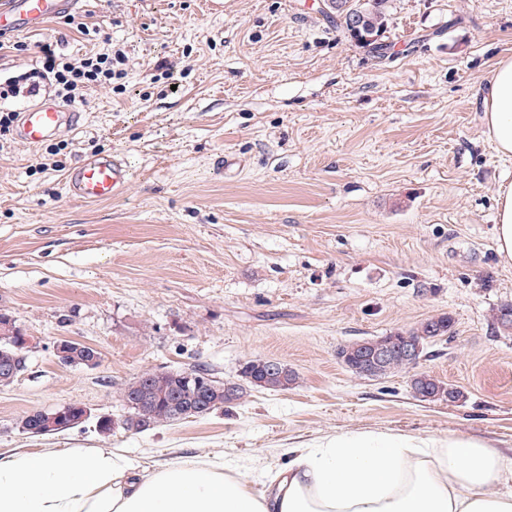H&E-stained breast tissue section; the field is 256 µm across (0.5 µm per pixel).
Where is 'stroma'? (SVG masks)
I'll return each instance as SVG.
<instances>
[{"label": "stroma", "mask_w": 512, "mask_h": 512, "mask_svg": "<svg viewBox=\"0 0 512 512\" xmlns=\"http://www.w3.org/2000/svg\"><path fill=\"white\" fill-rule=\"evenodd\" d=\"M317 3L82 0L94 38L52 19L0 51V83L47 40L73 60L116 45L129 56L124 93L88 87L75 131L34 148L0 132V312L37 342L0 386V453L109 448L142 473L220 460L261 493L284 448L343 432L512 450V334L492 326L512 302L494 224L512 158L485 135L479 99L512 57V0H394L383 60ZM112 152L135 174L128 191L71 198L68 170ZM227 152L245 168L218 164ZM441 313L453 334L416 370L458 401L416 398L411 371L364 379L337 357ZM62 337L99 365L58 362ZM255 357L288 364L296 385L141 433L17 426L69 403L119 419L121 388L144 372L233 380Z\"/></svg>", "instance_id": "35a3bbf8"}]
</instances>
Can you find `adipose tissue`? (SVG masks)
I'll list each match as a JSON object with an SVG mask.
<instances>
[{
    "mask_svg": "<svg viewBox=\"0 0 512 512\" xmlns=\"http://www.w3.org/2000/svg\"><path fill=\"white\" fill-rule=\"evenodd\" d=\"M481 94L485 134L512 157V58ZM288 456L267 494L196 458L140 476L106 449L0 456V512H512V456L472 438L349 432Z\"/></svg>",
    "mask_w": 512,
    "mask_h": 512,
    "instance_id": "adipose-tissue-1",
    "label": "adipose tissue"
}]
</instances>
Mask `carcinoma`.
Returning <instances> with one entry per match:
<instances>
[{"instance_id":"1","label":"carcinoma","mask_w":512,"mask_h":512,"mask_svg":"<svg viewBox=\"0 0 512 512\" xmlns=\"http://www.w3.org/2000/svg\"><path fill=\"white\" fill-rule=\"evenodd\" d=\"M393 0H329L320 14L336 30L356 43L369 49L374 57L382 59L388 49V32ZM358 14L363 25L359 33L350 28V16ZM496 331L512 332V304H504L493 316ZM453 321L447 314L426 319L405 334L428 344L452 333ZM357 342H350L341 351L347 355L342 363L353 374L366 379H378L392 373L412 368L410 359L400 350H391L388 358L378 366H368L356 349ZM21 351L12 344V338L0 337V365L20 363ZM265 359L256 357L243 363L236 383L239 397L253 389L286 391L294 386L297 374L291 369L282 373H270L264 365ZM446 383L425 372L412 375L411 388L415 395L427 397L440 393ZM120 397L127 407L122 420L124 429L144 432L190 417H207L224 408V396L210 394L206 409L199 410V395L183 380V373L144 372L121 388Z\"/></svg>"}]
</instances>
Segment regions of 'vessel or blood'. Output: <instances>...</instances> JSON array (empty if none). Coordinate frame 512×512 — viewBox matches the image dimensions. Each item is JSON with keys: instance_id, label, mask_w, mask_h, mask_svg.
<instances>
[{"instance_id": "vessel-or-blood-1", "label": "vessel or blood", "mask_w": 512, "mask_h": 512, "mask_svg": "<svg viewBox=\"0 0 512 512\" xmlns=\"http://www.w3.org/2000/svg\"><path fill=\"white\" fill-rule=\"evenodd\" d=\"M82 0H0V38L32 32L47 20L68 15ZM79 111L53 100L25 107L19 114L16 135L36 147L78 126ZM134 179L125 157L117 152L83 156L66 178L68 194L86 203L108 201L123 195Z\"/></svg>"}]
</instances>
